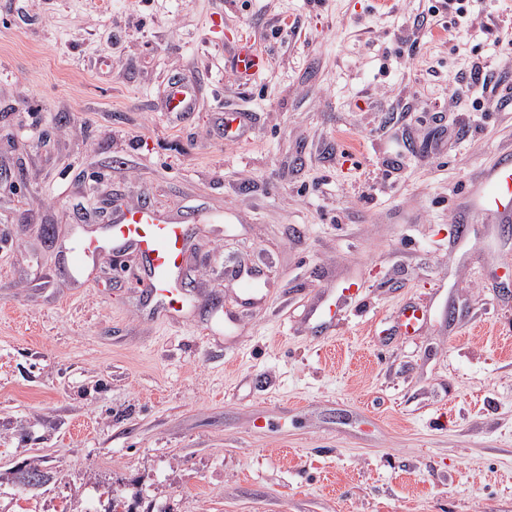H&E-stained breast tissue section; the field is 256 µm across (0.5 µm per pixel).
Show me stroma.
<instances>
[{
  "label": "stroma",
  "instance_id": "1",
  "mask_svg": "<svg viewBox=\"0 0 512 512\" xmlns=\"http://www.w3.org/2000/svg\"><path fill=\"white\" fill-rule=\"evenodd\" d=\"M437 3L0 0V512H512V231L458 226L512 152V0ZM113 200L223 213L187 254L195 316L146 312L132 253L64 274ZM233 264L265 288L225 332ZM24 465L55 478L19 497ZM193 104V87L187 82L172 83L167 98L168 112H192Z\"/></svg>",
  "mask_w": 512,
  "mask_h": 512
}]
</instances>
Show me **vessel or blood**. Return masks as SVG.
Segmentation results:
<instances>
[{"mask_svg": "<svg viewBox=\"0 0 512 512\" xmlns=\"http://www.w3.org/2000/svg\"><path fill=\"white\" fill-rule=\"evenodd\" d=\"M194 91L186 82L172 83L167 109L171 112L192 111ZM485 213L512 223V154L501 157L496 168L485 179L475 199ZM222 215L192 214L179 220L149 207L113 210L112 219L98 232L80 236L73 248L74 261L70 273L80 277L102 250L113 254L133 250L143 263L144 273L136 278L137 293L148 304L165 312L177 313L188 307L190 297L179 285L186 252L188 227L192 224H220Z\"/></svg>", "mask_w": 512, "mask_h": 512, "instance_id": "vessel-or-blood-1", "label": "vessel or blood"}]
</instances>
